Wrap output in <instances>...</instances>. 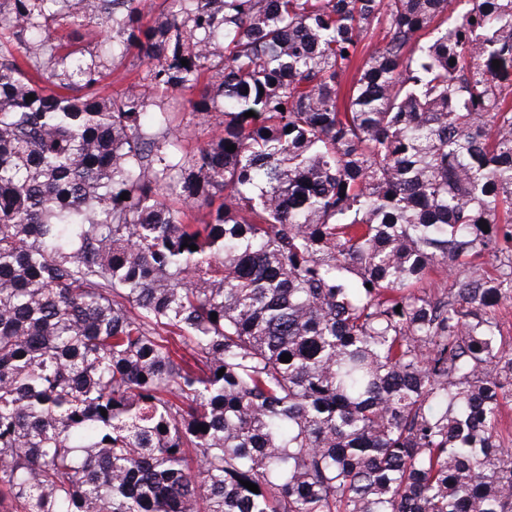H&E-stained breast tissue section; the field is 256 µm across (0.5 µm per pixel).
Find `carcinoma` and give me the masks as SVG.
Returning a JSON list of instances; mask_svg holds the SVG:
<instances>
[{
  "instance_id": "cac0c4a2",
  "label": "carcinoma",
  "mask_w": 512,
  "mask_h": 512,
  "mask_svg": "<svg viewBox=\"0 0 512 512\" xmlns=\"http://www.w3.org/2000/svg\"><path fill=\"white\" fill-rule=\"evenodd\" d=\"M145 9L0 0V512H512V0ZM139 58L135 52L123 58H116L112 64V77L106 80L109 90L115 91L121 89L125 85V76L131 73V70L137 71L143 69ZM112 82V84H110ZM184 123L183 126L175 132V135L184 145L194 146L197 143H201L207 140L208 129L205 126L196 124L197 120L191 113L188 105L185 109ZM463 270L464 269H460L450 272L445 264H439L430 272L429 278L422 286L432 292L436 291V288H451L455 276Z\"/></svg>"
}]
</instances>
